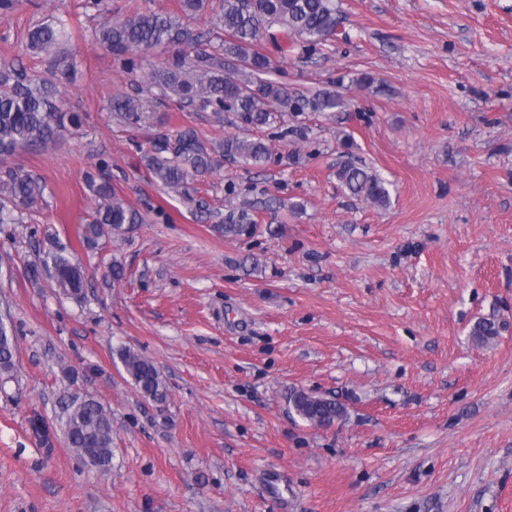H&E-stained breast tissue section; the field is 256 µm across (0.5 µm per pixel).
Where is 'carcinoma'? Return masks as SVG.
Masks as SVG:
<instances>
[{
  "instance_id": "1",
  "label": "carcinoma",
  "mask_w": 512,
  "mask_h": 512,
  "mask_svg": "<svg viewBox=\"0 0 512 512\" xmlns=\"http://www.w3.org/2000/svg\"><path fill=\"white\" fill-rule=\"evenodd\" d=\"M212 13L216 42L200 48V37L192 34L189 22L204 12ZM339 23L335 0H179L176 13L141 9L122 18L107 17L95 29L97 40L118 56L147 54L161 45L176 50L148 76V87L156 99L176 100L183 108L225 112L235 116L238 132L215 145L187 128L155 145L145 155L151 179L164 188L187 196L189 179L215 170L221 160L258 166L270 159L268 145L252 131L303 112H343L346 98L336 90L324 89L311 96L293 94L272 78L271 57L261 46L270 43L285 52L297 47L312 57L335 34ZM66 21L56 19L30 28L26 49L49 60L41 77L30 78L12 61H0V156L28 147L55 146L69 128L81 126V117L61 111L58 94L70 79L73 63L61 47ZM149 107L143 89L112 102V111L127 123H137ZM342 160L336 178L352 195L377 207L391 203L387 181L355 161L354 141L341 139ZM97 198L81 228L83 241L91 245L102 237L119 238L134 224L142 223L138 211L106 183L89 182ZM45 182L39 176L8 169L0 171V198L16 208H30L43 199ZM254 218L243 205L229 210L224 218V236L236 238L250 232ZM50 278L63 294L80 299L85 288L81 266L60 250L49 255ZM499 335L495 320L475 323L471 336L486 343ZM17 329L11 322L0 325V378L10 379L15 368ZM125 372L145 397L162 400L166 387L153 361L131 349L120 351ZM288 405L303 421L328 428L345 415L334 398L303 390L288 394ZM63 431L67 443L80 458L106 469L112 462V416L97 400L66 405Z\"/></svg>"
}]
</instances>
